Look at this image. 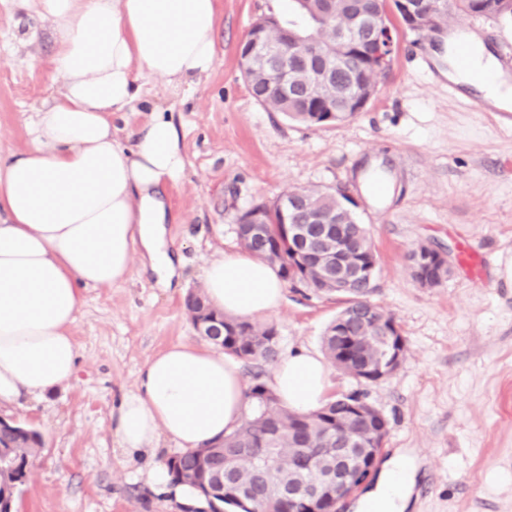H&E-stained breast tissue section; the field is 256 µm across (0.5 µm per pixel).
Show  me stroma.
Segmentation results:
<instances>
[{
  "label": "stroma",
  "mask_w": 512,
  "mask_h": 512,
  "mask_svg": "<svg viewBox=\"0 0 512 512\" xmlns=\"http://www.w3.org/2000/svg\"><path fill=\"white\" fill-rule=\"evenodd\" d=\"M218 62L173 89L160 78L116 119L120 137L153 113L173 114L186 168L166 188L177 220L168 235L181 267L171 287L149 270L90 288L71 330L77 372L45 399L5 412L40 433L41 451L16 495V512H182L140 480L142 456L112 440V409L139 369L170 344L199 336L183 302L202 287L206 262L238 246L235 217L289 188L346 187L379 260L373 303L406 340L399 368L366 382L338 368L330 397L359 392L389 422L381 451L407 448L420 469L409 512H512V112L481 111L466 87L449 88L434 36L400 28L375 98L341 124L306 127L269 111L240 76L238 47L263 16L289 20L287 0H220ZM445 34L512 54V22L449 10ZM50 23L18 0H0V155L24 151L29 123L60 90ZM426 244L450 273L427 288L408 253ZM343 298L285 287L275 325L279 351H321Z\"/></svg>",
  "instance_id": "obj_1"
}]
</instances>
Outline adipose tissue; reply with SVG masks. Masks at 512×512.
Wrapping results in <instances>:
<instances>
[{
	"label": "adipose tissue",
	"mask_w": 512,
	"mask_h": 512,
	"mask_svg": "<svg viewBox=\"0 0 512 512\" xmlns=\"http://www.w3.org/2000/svg\"><path fill=\"white\" fill-rule=\"evenodd\" d=\"M57 49L54 71L64 89L36 109L30 145L0 157V409L38 400L76 375L70 334L89 288L126 281L134 256L175 276L168 252L171 214L161 195L185 171L178 129L157 115L118 140L114 114L126 111L145 80L178 88L209 75L218 60L219 0H36ZM459 66L448 47V78L512 107V79L477 41ZM210 305L255 319L276 310L284 281L277 268L244 250H226L204 269ZM273 390L289 409L323 406L329 367L313 351L282 357ZM252 409L234 360L211 346L178 342L148 360L133 390L112 410L118 448L154 453L161 439L186 451L236 430ZM417 463L394 452L356 512H406Z\"/></svg>",
	"instance_id": "obj_1"
}]
</instances>
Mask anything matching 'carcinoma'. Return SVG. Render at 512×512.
Masks as SVG:
<instances>
[{
    "instance_id": "cac0c4a2",
    "label": "carcinoma",
    "mask_w": 512,
    "mask_h": 512,
    "mask_svg": "<svg viewBox=\"0 0 512 512\" xmlns=\"http://www.w3.org/2000/svg\"><path fill=\"white\" fill-rule=\"evenodd\" d=\"M456 9L464 15L512 19V0H455ZM319 0H292L297 20L288 24L295 30L310 27L320 38L328 40L336 34L339 16L346 8L345 0H336V16L324 19L319 16ZM379 72L368 68L364 59L352 55L336 63L330 85L322 93L319 105L324 110L345 106L365 82H376ZM252 96L272 112L281 113L286 119L313 125L311 113L306 111L303 90L298 88L283 94L280 87L270 80L259 77ZM347 196L338 189L326 193L311 189L307 198L292 208L294 222L306 224L312 213L318 212L331 217L343 226L347 235V256L345 263L368 261L377 257L367 229L356 223V217L345 204ZM266 210V245L258 249L237 231L241 245L251 253L278 268L283 279L315 291L322 290L314 276L302 277L297 273L288 274V259L292 248L282 235L280 216L276 204L259 203ZM376 284L362 283L353 293L347 294L345 306L328 325L322 338L326 356L336 367L354 376L361 369L374 368L383 356L379 340L380 330L392 316L380 307L370 305L368 297L375 291ZM372 306L371 317L362 320L356 317V310ZM347 325L354 338L351 349H346L344 339L338 336L342 325ZM224 341L228 343L227 354L243 361L273 362L278 356L279 338L275 337L274 325H260L248 320L224 317ZM253 403L251 415L240 427L224 437L221 447L213 449V463L224 464V490L242 489L246 498L235 502V512H298L297 504L277 494V488L304 482L307 485H322L325 475L334 466L329 458L330 449L335 447L333 437L342 438L353 451L363 454L370 448L383 445L388 434L387 420L372 415L375 408L363 404L372 423L351 414L350 403L359 400L354 395L343 396L329 401L321 409L307 415H300L282 406L277 396L265 385L256 384L248 392ZM9 438L13 443L12 459L16 464L14 483L0 486V498L6 500L15 495L14 488L20 486V479L26 478L30 457L42 447L41 435L26 430L22 436L0 435V441ZM316 457L314 465H308L310 457ZM264 461L270 465L267 480L259 476L256 464ZM211 463V464H213ZM199 457L198 451H187L168 462L173 480L189 484L197 489L210 483L213 467Z\"/></svg>"
}]
</instances>
